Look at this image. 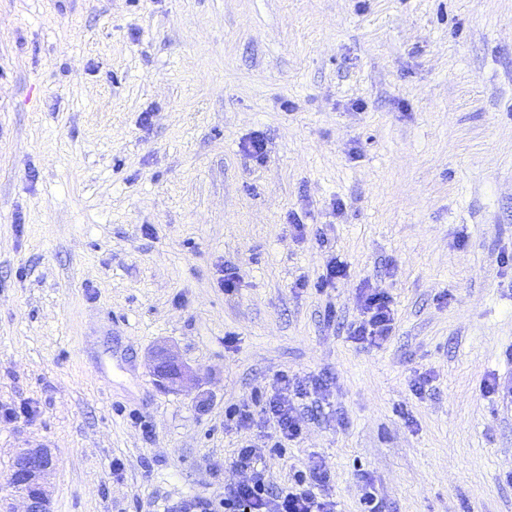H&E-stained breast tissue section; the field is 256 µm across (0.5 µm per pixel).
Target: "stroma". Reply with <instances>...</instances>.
<instances>
[{"label": "stroma", "mask_w": 512, "mask_h": 512, "mask_svg": "<svg viewBox=\"0 0 512 512\" xmlns=\"http://www.w3.org/2000/svg\"><path fill=\"white\" fill-rule=\"evenodd\" d=\"M284 370L328 387L271 483L512 512V0H0V512L22 448L51 512L223 498ZM361 310L364 320L355 326L351 338L357 343L381 346L393 329L394 313L390 297L378 288H362ZM153 373L166 388L177 389L191 378L189 371L170 348L158 345L151 352Z\"/></svg>", "instance_id": "35a3bbf8"}]
</instances>
